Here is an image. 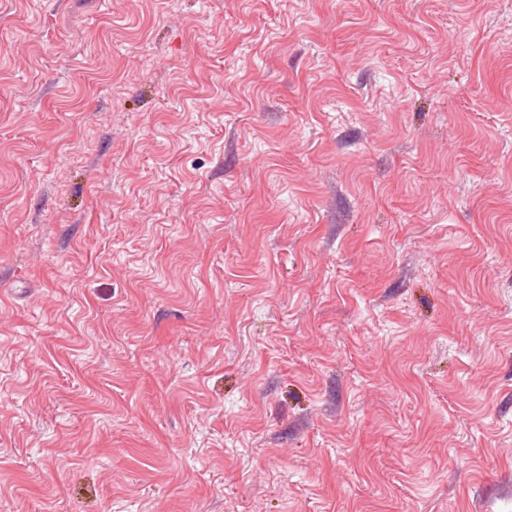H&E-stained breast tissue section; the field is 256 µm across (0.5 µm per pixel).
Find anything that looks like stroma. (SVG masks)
I'll return each instance as SVG.
<instances>
[{
    "instance_id": "obj_1",
    "label": "stroma",
    "mask_w": 512,
    "mask_h": 512,
    "mask_svg": "<svg viewBox=\"0 0 512 512\" xmlns=\"http://www.w3.org/2000/svg\"><path fill=\"white\" fill-rule=\"evenodd\" d=\"M0 512H512V0H0Z\"/></svg>"
}]
</instances>
